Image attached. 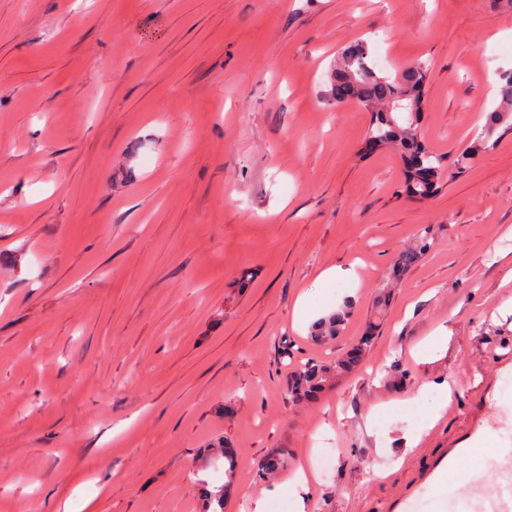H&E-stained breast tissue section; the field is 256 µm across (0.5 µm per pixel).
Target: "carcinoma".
<instances>
[{
  "instance_id": "1",
  "label": "carcinoma",
  "mask_w": 512,
  "mask_h": 512,
  "mask_svg": "<svg viewBox=\"0 0 512 512\" xmlns=\"http://www.w3.org/2000/svg\"><path fill=\"white\" fill-rule=\"evenodd\" d=\"M429 67L419 61L393 74H378L371 64L368 47L360 44L343 51L336 58L331 76V98L345 87L352 90V100L372 113L363 151L371 154L394 150L405 162L403 192L408 197L424 198L435 194L442 181L470 168L476 155L487 149L501 127L512 128V74L502 78L499 104L476 140L458 151L449 164L419 141L418 121L423 112V91ZM430 249L429 238L420 235L412 246L402 251L394 273L406 271ZM349 315L342 309L322 318L313 328L315 340L328 343L338 336ZM372 339L363 336L344 356L330 361H308L289 374L288 392L296 402L317 397L338 378L359 370ZM213 453L224 459V484L200 481L199 512H224V496L236 477V460L230 448L219 442Z\"/></svg>"
}]
</instances>
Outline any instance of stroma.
<instances>
[{
	"label": "stroma",
	"mask_w": 512,
	"mask_h": 512,
	"mask_svg": "<svg viewBox=\"0 0 512 512\" xmlns=\"http://www.w3.org/2000/svg\"><path fill=\"white\" fill-rule=\"evenodd\" d=\"M358 41L385 73L428 63L421 138L451 157L512 72V0H0V512H197L219 437L224 512L301 465L306 512H459L466 475L498 482L512 428L472 437L512 418V132L407 197L400 157L362 152L370 112L327 101ZM384 290L365 371L293 401L289 373L350 349ZM430 242L427 235H420L412 246L402 251L394 263V275L404 272L416 264L423 255L430 249ZM349 313L346 308L322 318L313 328L314 339L323 343L334 340L345 326ZM219 458H224V485H214L207 480H200L199 512H224V496L227 488L236 477V460L230 448L224 442H218L211 448Z\"/></svg>",
	"instance_id": "obj_1"
}]
</instances>
